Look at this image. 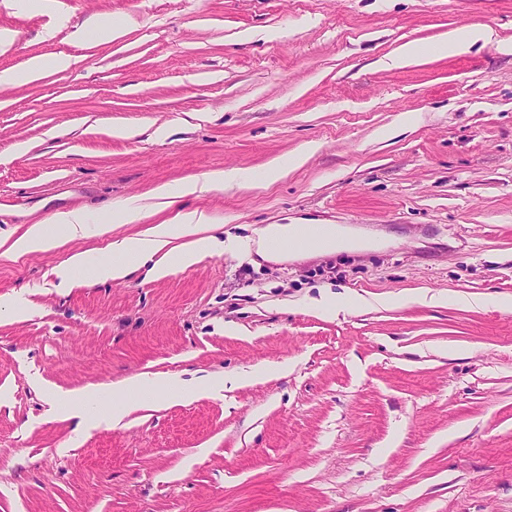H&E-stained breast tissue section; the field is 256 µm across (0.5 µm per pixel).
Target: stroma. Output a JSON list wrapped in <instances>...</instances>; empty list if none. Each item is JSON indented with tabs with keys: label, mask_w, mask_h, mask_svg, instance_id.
<instances>
[{
	"label": "stroma",
	"mask_w": 512,
	"mask_h": 512,
	"mask_svg": "<svg viewBox=\"0 0 512 512\" xmlns=\"http://www.w3.org/2000/svg\"><path fill=\"white\" fill-rule=\"evenodd\" d=\"M53 4L0 0L15 35L0 73L72 58L0 85V234L74 208L93 222L0 257V300L31 309L0 303V512H512V311L498 306L512 300V52L496 47L512 0ZM97 14L125 35L73 41ZM471 24L496 43L432 53ZM409 43L426 53L391 65ZM229 169L251 184L152 196ZM122 207L146 216L110 224ZM192 210L224 240L342 224L384 245L262 265L227 250L161 280L86 269L61 285L70 253L106 257L114 237ZM138 375H220L224 391L81 432L49 411L53 393ZM71 64L68 56H55L52 59L33 58L26 69L1 73L0 84H14L36 80L47 70H64Z\"/></svg>",
	"instance_id": "1"
}]
</instances>
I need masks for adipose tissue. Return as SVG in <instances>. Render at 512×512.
I'll list each match as a JSON object with an SVG mask.
<instances>
[{"label":"adipose tissue","mask_w":512,"mask_h":512,"mask_svg":"<svg viewBox=\"0 0 512 512\" xmlns=\"http://www.w3.org/2000/svg\"><path fill=\"white\" fill-rule=\"evenodd\" d=\"M57 231L46 225H29L7 250L8 255L18 256L31 252L47 251L64 245L68 240L84 236L88 228L85 210L71 209L56 214ZM210 219L204 212H181L170 221L155 224L145 232L124 235L112 240L106 258L93 270L97 282L120 283L140 266H147L148 275L154 279L165 278L177 271L195 265L203 256L216 249L218 241L206 235ZM164 388L167 401L185 398L211 397L224 388L220 376L190 384L178 378L158 380L137 376L110 386H89L83 394L98 401H111V408L103 413L112 425H121L132 409L156 388Z\"/></svg>","instance_id":"obj_1"}]
</instances>
